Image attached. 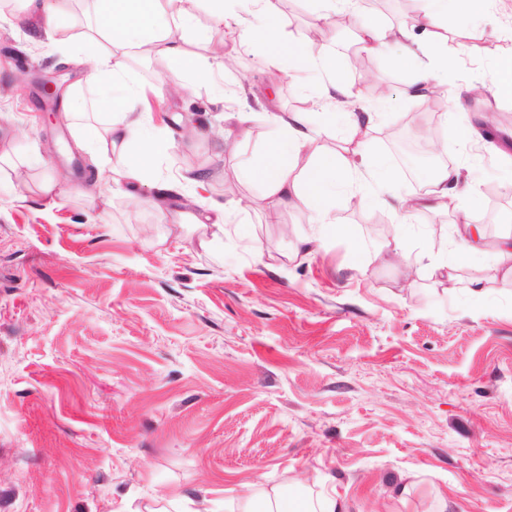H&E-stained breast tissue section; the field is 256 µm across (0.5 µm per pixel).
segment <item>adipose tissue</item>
<instances>
[{"mask_svg":"<svg viewBox=\"0 0 512 512\" xmlns=\"http://www.w3.org/2000/svg\"><path fill=\"white\" fill-rule=\"evenodd\" d=\"M202 0H88L84 16L73 11L74 0H23V23L35 27L48 40L85 24L83 41L89 47L86 60L98 79L119 85L117 97L97 96L94 104L108 110L112 119L102 133L84 148L94 159L113 160V172L120 182L135 187L145 182L150 172L167 158L172 143L166 130L142 117L137 106L144 95L141 85L127 82L133 63L150 55L166 60L172 73H195L202 62L191 55L170 35L171 28L189 27ZM207 3L211 28L230 31L239 47L251 45L255 27L263 29L262 61L271 69L291 68L317 71L329 82L316 111L280 115L266 113L273 133L266 140L263 155L256 161H245L234 168L237 179L261 183L269 198L279 205L306 207L314 224L305 244L323 243L326 236L330 203L340 187H349L361 198H368L373 186L387 184L391 167L386 158H367L364 144L373 130L377 115L373 112H340L336 96L358 102L363 95L352 79L342 77L336 57L319 55L313 49L286 38L275 0H239L241 9L229 12L224 0ZM421 13L410 26L397 30L362 29L361 48L379 51L394 42L404 48L402 60L413 68L412 93L429 88L433 69L448 67V38L439 32V22L457 11L461 0H422ZM342 127L344 135L337 142L323 139L327 127ZM304 160L295 169L296 160ZM207 174L194 178L195 196L184 204V187L180 182L160 184L154 203L175 208L178 219L191 224H207L214 236L224 234L230 217L226 204L206 196ZM425 195L409 200L398 199L394 209L396 227L386 246L392 253L407 254L408 240L416 234L412 218L416 213L463 211L467 183L460 168L443 165L436 168ZM486 236L470 224L455 227L450 241V258L429 265L432 275L452 277L455 270L472 266L484 256H493L504 275L512 277V240L500 239L495 250L486 247ZM334 497H322L317 504L306 502L286 510L283 491L278 487L251 485L248 492L231 501L227 512H338Z\"/></svg>","mask_w":512,"mask_h":512,"instance_id":"ef3b65f1","label":"adipose tissue"}]
</instances>
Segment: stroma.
<instances>
[{"label": "stroma", "mask_w": 512, "mask_h": 512, "mask_svg": "<svg viewBox=\"0 0 512 512\" xmlns=\"http://www.w3.org/2000/svg\"><path fill=\"white\" fill-rule=\"evenodd\" d=\"M418 0H371L336 43L315 42L354 74L362 23H405ZM0 14V512H137L155 499H190L224 512L254 482L294 503L335 489L346 512H512V279L481 271L488 297L424 271V240L409 261L389 253L393 199L369 205L337 193L324 244L303 245L304 207H273L257 182L226 181L259 156L269 134L261 108L315 109L321 81L269 71L260 49H236L216 105L191 76L181 91L149 94V118L174 147L151 184L113 190L110 171L79 167L82 129L49 114L22 75L76 86L89 74L82 49L34 38ZM318 0H280L296 43ZM473 35L431 87L407 97L399 46L368 54L360 88L383 86L369 154L393 156L395 136L425 100L435 122L475 130L436 139L437 158L473 173L469 223L512 236V98L496 94L495 63L512 54V0H491ZM205 10L177 40L210 65L224 35ZM480 88L456 106L460 87ZM228 112L256 118L244 139L221 141ZM209 173L207 193L238 209L221 239L199 224L162 221L147 204L170 177ZM98 178L95 198L80 194ZM65 191L57 205L45 180ZM363 244L354 253L350 239Z\"/></svg>", "instance_id": "35a3bbf8"}]
</instances>
